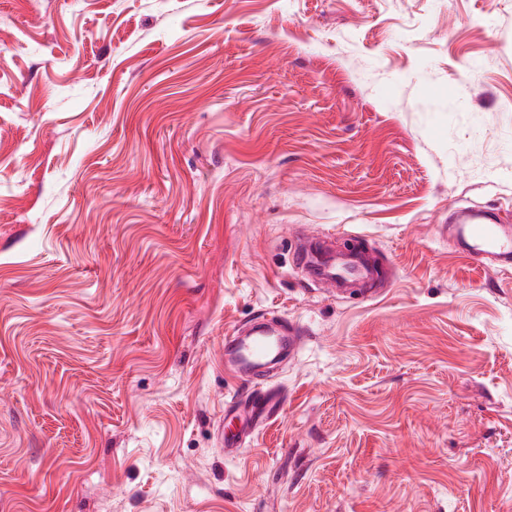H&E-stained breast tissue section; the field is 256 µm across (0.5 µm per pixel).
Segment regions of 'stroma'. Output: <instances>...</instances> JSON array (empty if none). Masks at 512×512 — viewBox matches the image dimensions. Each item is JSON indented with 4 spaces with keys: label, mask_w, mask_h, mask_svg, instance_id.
Here are the masks:
<instances>
[{
    "label": "stroma",
    "mask_w": 512,
    "mask_h": 512,
    "mask_svg": "<svg viewBox=\"0 0 512 512\" xmlns=\"http://www.w3.org/2000/svg\"><path fill=\"white\" fill-rule=\"evenodd\" d=\"M466 207L512 213V0H0V512H512ZM309 231L379 297L294 269ZM261 314L305 340L251 431ZM315 270L321 288L333 295L336 289H351L345 288V283L372 281L381 277V271L367 263L360 253L329 256ZM303 337L296 323L284 326L276 318L259 315L248 330L234 328L224 337V365L244 381H258L270 367L298 356ZM239 395L238 392H234L229 399L226 397L224 410L239 413L250 429L258 426L275 405L273 395L268 390L262 391L258 398L250 402L240 399Z\"/></svg>",
    "instance_id": "1"
}]
</instances>
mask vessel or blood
I'll return each instance as SVG.
<instances>
[{
    "mask_svg": "<svg viewBox=\"0 0 512 512\" xmlns=\"http://www.w3.org/2000/svg\"><path fill=\"white\" fill-rule=\"evenodd\" d=\"M452 241L475 262L493 258L498 267L512 270V224L486 215L473 214L454 224ZM316 267L322 288L335 293L345 284L379 279L381 273L357 253L330 256ZM304 333L297 324L282 325L263 315L253 319L248 330L234 329L224 338V364L247 382L258 381L270 367L298 356ZM275 405L269 391H262L253 401L231 395L224 408L239 413L248 427H256Z\"/></svg>",
    "mask_w": 512,
    "mask_h": 512,
    "instance_id": "b4317fda",
    "label": "vessel or blood"
}]
</instances>
